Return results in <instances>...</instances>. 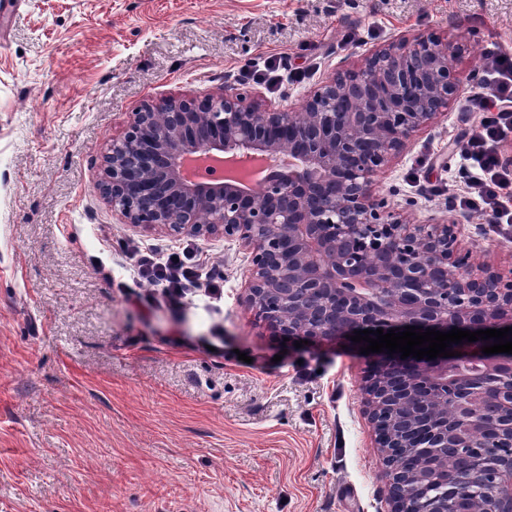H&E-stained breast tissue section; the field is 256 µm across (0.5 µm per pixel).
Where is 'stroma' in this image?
<instances>
[{
  "label": "stroma",
  "mask_w": 512,
  "mask_h": 512,
  "mask_svg": "<svg viewBox=\"0 0 512 512\" xmlns=\"http://www.w3.org/2000/svg\"><path fill=\"white\" fill-rule=\"evenodd\" d=\"M463 41L468 90L487 44L512 51V0H15L0 13V512H387L353 346L284 347L242 302L245 252L200 241L224 297L174 313L128 300L123 223L98 189L102 154L143 101L250 92L298 108L334 69L400 35ZM301 83L246 77L259 55ZM478 113L453 107L373 184L412 222ZM477 262L512 263V231L461 216ZM247 360H239V353Z\"/></svg>",
  "instance_id": "1"
}]
</instances>
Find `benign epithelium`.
<instances>
[{
	"instance_id": "obj_1",
	"label": "benign epithelium",
	"mask_w": 512,
	"mask_h": 512,
	"mask_svg": "<svg viewBox=\"0 0 512 512\" xmlns=\"http://www.w3.org/2000/svg\"><path fill=\"white\" fill-rule=\"evenodd\" d=\"M464 46L437 32L401 36L336 71L299 111L227 90L146 101L128 113L102 159L100 188L112 211L172 237L224 236L248 255L245 304L279 339L334 342L354 331L472 332L512 328V267L474 262L459 221L411 224L372 193L380 173L460 101L455 63ZM242 160L291 156L299 166L258 189L190 183L186 156ZM432 360L370 354L360 385L374 447L385 463L390 512L409 490L432 487L422 512L474 496L463 512H512V454L472 456L491 492L448 482L438 450L512 447V359L477 348ZM480 363L455 375L460 359ZM414 448L427 462L404 468Z\"/></svg>"
}]
</instances>
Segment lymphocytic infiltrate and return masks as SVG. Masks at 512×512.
I'll use <instances>...</instances> for the list:
<instances>
[{"mask_svg": "<svg viewBox=\"0 0 512 512\" xmlns=\"http://www.w3.org/2000/svg\"><path fill=\"white\" fill-rule=\"evenodd\" d=\"M491 61L482 77L483 91L466 101L465 109L480 113L476 131L463 142L458 178L465 186L455 196L456 205L487 217L489 223L512 224V168L504 166L497 145L512 133V53L499 45L487 47ZM140 275L161 289L172 303L194 296L212 298L223 294L224 279L208 268L204 251L182 242L170 252L157 255L135 246L130 250Z\"/></svg>", "mask_w": 512, "mask_h": 512, "instance_id": "f902f5d3", "label": "lymphocytic infiltrate"}]
</instances>
